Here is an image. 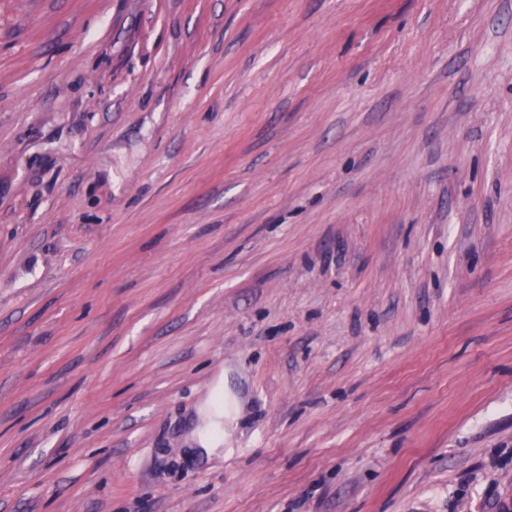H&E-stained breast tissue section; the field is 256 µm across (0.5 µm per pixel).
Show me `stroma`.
I'll return each instance as SVG.
<instances>
[{"mask_svg":"<svg viewBox=\"0 0 512 512\" xmlns=\"http://www.w3.org/2000/svg\"><path fill=\"white\" fill-rule=\"evenodd\" d=\"M0 512H512V0H0ZM199 413L201 424L193 432V439L198 446V453L202 457H210L215 448H221L220 438L214 437L213 432L220 428L221 421L224 419V407L215 405L211 396L208 395Z\"/></svg>","mask_w":512,"mask_h":512,"instance_id":"1","label":"stroma"}]
</instances>
